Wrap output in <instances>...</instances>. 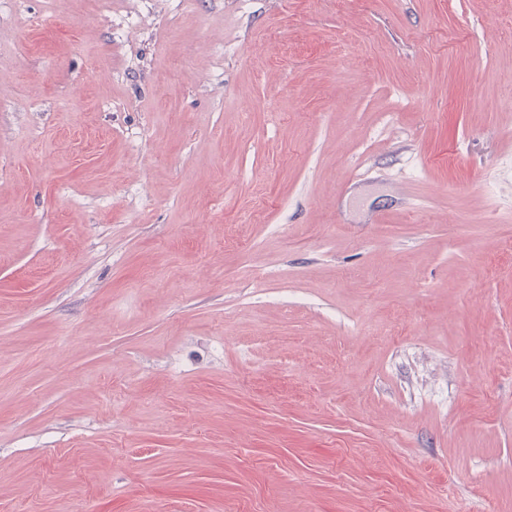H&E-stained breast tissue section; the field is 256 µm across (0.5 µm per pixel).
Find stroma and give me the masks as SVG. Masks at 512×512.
<instances>
[{
    "label": "stroma",
    "mask_w": 512,
    "mask_h": 512,
    "mask_svg": "<svg viewBox=\"0 0 512 512\" xmlns=\"http://www.w3.org/2000/svg\"><path fill=\"white\" fill-rule=\"evenodd\" d=\"M0 512H512V0H0Z\"/></svg>",
    "instance_id": "1"
}]
</instances>
